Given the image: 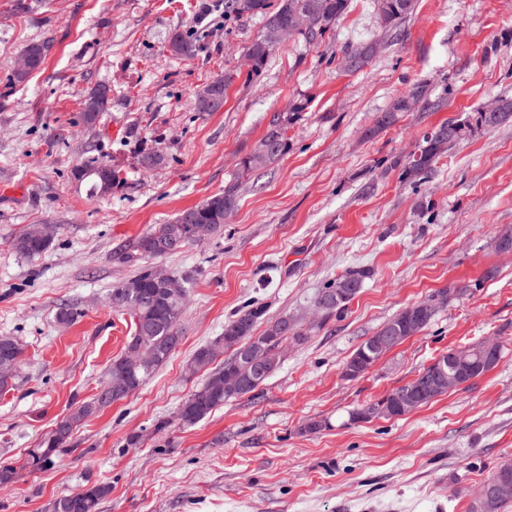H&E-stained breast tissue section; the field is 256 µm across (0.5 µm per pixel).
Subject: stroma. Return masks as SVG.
Segmentation results:
<instances>
[{
    "label": "stroma",
    "instance_id": "35a3bbf8",
    "mask_svg": "<svg viewBox=\"0 0 512 512\" xmlns=\"http://www.w3.org/2000/svg\"><path fill=\"white\" fill-rule=\"evenodd\" d=\"M261 26L225 19L224 0H0V337L23 349L14 389L0 394V461H23L124 353L133 319L109 296L136 268L119 253L239 186L222 235L157 261L188 281L174 354L84 420L60 463L0 486V512H51L87 480L112 487L100 512H470L471 491L512 462V255L493 244L512 226V122L475 128L427 174L406 180L401 168L426 131L512 97V0H416L399 39L355 73L339 61L376 34L372 0H352L317 44L288 38L253 76L245 49ZM176 34L195 42L193 58L171 53ZM38 42L43 64L17 78ZM224 74L223 111H196L197 93ZM419 82L429 105L372 134ZM101 87L109 103L90 126L83 101ZM278 119L287 153L244 171ZM144 148L163 164L142 170ZM93 157L119 172L111 194L87 197L73 177ZM35 224L55 234L29 258L12 241ZM357 267L370 272L360 292L306 343L282 341L255 392L194 426L175 422L207 378L187 373L189 359L233 314L258 302L267 318L308 321L314 295ZM458 284L467 292L424 331L345 377L385 321ZM64 307L75 321L58 320ZM489 338L504 341L501 358L469 387L401 417L351 420L448 348ZM313 420L324 428L306 431Z\"/></svg>",
    "mask_w": 512,
    "mask_h": 512
}]
</instances>
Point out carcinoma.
<instances>
[{"label":"carcinoma","mask_w":512,"mask_h":512,"mask_svg":"<svg viewBox=\"0 0 512 512\" xmlns=\"http://www.w3.org/2000/svg\"><path fill=\"white\" fill-rule=\"evenodd\" d=\"M352 0H224V16H258L263 22V28H268L273 20L288 24L290 14L306 3L316 5L312 18L313 29L300 31L308 42H314L334 29L336 23L346 15L351 8ZM377 20L382 33L391 37L397 33L400 25L415 8L414 0H373ZM174 54L186 58L195 55V44L176 35L170 42ZM372 44L358 43L346 49L344 56L353 57L359 61L357 70H362L372 56ZM274 46L267 42L265 33H260L247 47L246 54L253 60L250 73L259 74L266 66ZM429 104L430 91L426 84L414 85L406 95L397 100L394 111L381 112L377 116L374 131L385 130L395 124L397 113L407 111L405 101ZM502 118L496 122L485 120L482 113H477L476 125L492 128L501 125L512 118V98L499 99ZM288 151V139L284 134L282 122H276L267 131L259 147L249 156L241 160V164L249 169H262L276 163ZM442 153V141L430 133L422 136L420 158L410 159L404 164L403 178L413 179L431 169L433 162ZM239 185L236 183L224 187V192L208 198L201 204L185 209L177 214L168 224H159L144 234L137 242L135 251L122 255V260L137 264L145 258H161L171 254L169 246L174 241L181 242V248L195 242L194 226L209 224L213 234L224 233V211L236 204ZM52 240L38 235V228L27 229L15 237L13 246L16 252L25 256H37L45 252ZM367 273L363 269H352L329 284L324 290L314 296V303L324 305V318H330L343 310L363 287ZM346 292L341 302L327 301L325 297L335 290ZM465 292V288H445L435 293L442 300L441 307L433 308L418 327H408V324L423 310L428 301H420L409 305L390 319L380 328L382 332H393L402 337L415 335L427 328L435 316L455 299ZM186 298L177 301L170 299L154 282L151 266L140 267L130 279L112 288L110 303L117 311H126L133 317L134 331L127 341L124 353L112 360L106 379L96 396L82 403L74 412L76 417L89 418L112 403L128 397L138 390L161 366H163L176 351L181 342L180 325L185 309ZM266 324L263 333L255 334L256 327ZM309 330L301 327L291 318H266V309L256 306L239 311L224 323V335L215 341L199 347L188 363L189 371L208 372L206 381L186 398L179 408L177 418L184 427H191L205 419L218 407L224 405L229 397L224 395V388H216L217 383L224 382V370H232L242 363L239 349L234 343L241 342L242 346H251L256 351L257 359L267 363L275 361V367L267 368L261 375H250L249 382L238 393L244 396L254 392L262 385L280 365L277 351L278 345L290 339L301 345L307 341ZM223 348L231 351L224 364L214 370H209L213 364L216 350ZM381 354L375 353L368 342H363L347 361L349 365L365 368L376 363ZM448 361V366L461 362L468 368L466 377L460 383L467 384L482 377L498 364V359L488 356L480 347V343L450 348L441 354L437 361L424 367L419 373L405 384L392 389L386 398L392 400L401 394H420L426 388L428 378L435 375L439 365ZM67 418H62L56 428L46 436L39 447L28 450L23 468L38 471L55 466L62 456L69 451L71 433L64 430ZM499 481L512 483V463L505 462L494 470L480 484L473 497L472 512H501V509L512 502L511 498L491 499L485 495L486 489ZM111 486L98 482L86 483L75 492L65 494L53 503V512H99L101 502L110 494Z\"/></svg>","instance_id":"obj_1"}]
</instances>
